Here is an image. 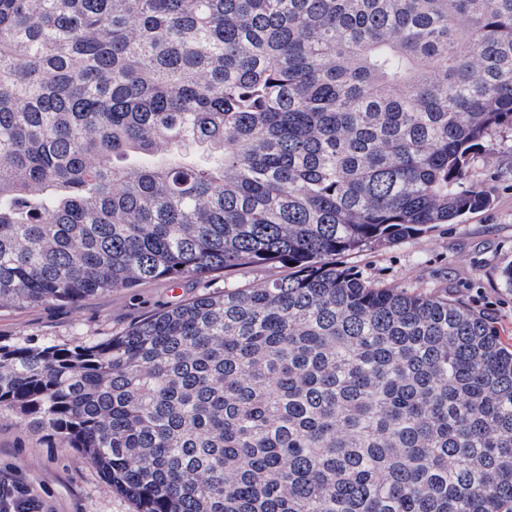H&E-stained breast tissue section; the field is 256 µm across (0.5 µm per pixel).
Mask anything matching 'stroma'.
Returning a JSON list of instances; mask_svg holds the SVG:
<instances>
[{"instance_id": "35a3bbf8", "label": "stroma", "mask_w": 512, "mask_h": 512, "mask_svg": "<svg viewBox=\"0 0 512 512\" xmlns=\"http://www.w3.org/2000/svg\"><path fill=\"white\" fill-rule=\"evenodd\" d=\"M471 183L490 204L461 223L441 224L419 236L342 257L367 282L411 293L459 300L488 314L502 341L512 345V289L502 270L512 265V146L478 155ZM277 263L240 266L173 286L153 280L86 297L75 303L0 307V341L36 345L100 340L194 297L247 288L287 276ZM0 477L24 482L49 512H138L68 440L39 420L0 409Z\"/></svg>"}]
</instances>
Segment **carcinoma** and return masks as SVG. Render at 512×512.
<instances>
[{"mask_svg": "<svg viewBox=\"0 0 512 512\" xmlns=\"http://www.w3.org/2000/svg\"><path fill=\"white\" fill-rule=\"evenodd\" d=\"M512 0H0V306L267 263L0 341V408L138 512H512V347L338 258L489 203ZM278 263L240 266L181 287L153 280L130 288L86 297L76 303H44L0 307V341L29 340L34 345L100 340L126 331L152 314L224 288H247L288 276Z\"/></svg>", "mask_w": 512, "mask_h": 512, "instance_id": "cac0c4a2", "label": "carcinoma"}]
</instances>
